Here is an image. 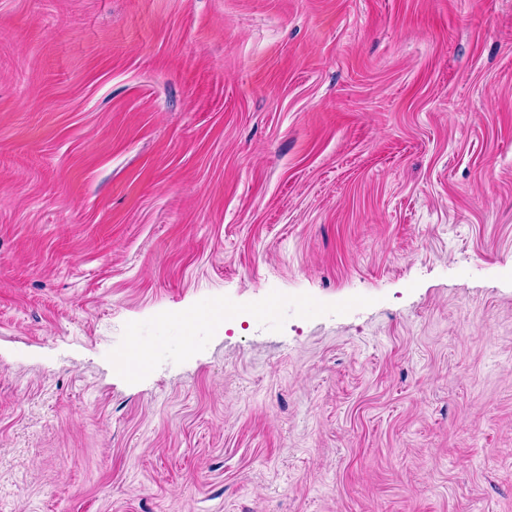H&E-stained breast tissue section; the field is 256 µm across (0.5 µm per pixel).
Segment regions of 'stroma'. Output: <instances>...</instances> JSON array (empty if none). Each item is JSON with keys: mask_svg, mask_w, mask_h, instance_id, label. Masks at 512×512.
<instances>
[{"mask_svg": "<svg viewBox=\"0 0 512 512\" xmlns=\"http://www.w3.org/2000/svg\"><path fill=\"white\" fill-rule=\"evenodd\" d=\"M0 512H512V0H0Z\"/></svg>", "mask_w": 512, "mask_h": 512, "instance_id": "obj_1", "label": "stroma"}]
</instances>
